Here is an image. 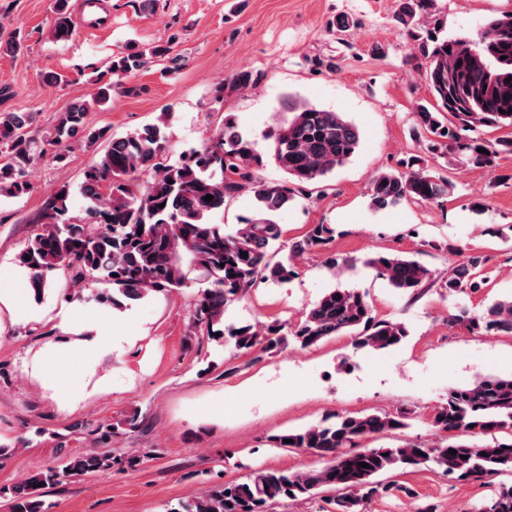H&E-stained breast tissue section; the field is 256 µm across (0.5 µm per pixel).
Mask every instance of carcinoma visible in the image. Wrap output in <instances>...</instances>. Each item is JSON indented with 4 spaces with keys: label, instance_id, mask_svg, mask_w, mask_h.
<instances>
[{
    "label": "carcinoma",
    "instance_id": "carcinoma-1",
    "mask_svg": "<svg viewBox=\"0 0 512 512\" xmlns=\"http://www.w3.org/2000/svg\"><path fill=\"white\" fill-rule=\"evenodd\" d=\"M432 2L397 0L394 13L432 95L414 109V135L425 136L431 155L451 151L464 164L491 167L500 155L512 154V12L489 18L475 40L449 39L440 36L436 26H417ZM55 13L53 39L66 41L74 34L66 0H56ZM170 51L167 45L147 51L126 46L107 66L108 82L98 102H107L112 89ZM285 105L292 118L266 135L271 158L286 175L281 183L255 175L263 156L230 118L208 143L174 162L167 159L168 138L159 124H146L112 140L84 172L79 187L86 200L82 215H70L74 189L64 183L44 203L40 224L16 257L30 275L34 298L41 299L59 272L71 288L108 285L96 300L115 309L154 292L199 285L190 315L195 335L210 340L219 333L241 354L278 353L290 345L306 349L341 334L351 335L358 349L398 346L408 336L405 324L376 318L357 288L328 289L295 324L225 323L228 307L242 301L256 283H286L296 275L295 258L328 248L335 228L314 224L290 239L288 253L280 255L283 230L276 217L306 186L347 163L360 144L359 129L341 113L293 95ZM86 112L87 104L75 102L43 133L33 129L30 112H0V195L28 194L32 186L26 168L48 150L61 163L77 134L90 142L104 137L105 130L86 128ZM488 128L506 134L488 139ZM480 148L487 153L478 152ZM400 166L371 181L373 208L409 200L438 203L454 189L449 179L431 174L421 156L403 159ZM246 183L256 200V217L229 229L214 223L212 217L224 210L226 199ZM207 195L213 199L204 200ZM485 262L480 255H469L455 263L444 281L448 293L482 288L487 283L480 276ZM365 265L396 292L411 297L431 279L430 270L418 261L393 253H378ZM449 322L512 335V298L494 302L478 317L460 307ZM410 419L407 411L325 417L277 438L279 448L319 453L322 466L295 472L259 468L244 482L214 485L193 503L169 512H269L281 499L307 500L320 489L335 493L329 500L334 512H364L366 503L391 490L379 477L429 461L453 481L512 476V376H486L448 390L432 421L442 434L436 443L362 446L367 439L409 427ZM481 436L492 442H473ZM452 449L456 454H450ZM361 462L369 467L359 466ZM111 463L113 458L96 452L69 455L60 465L14 486L10 512H46L43 487L92 475ZM476 512H512V484L502 485Z\"/></svg>",
    "mask_w": 512,
    "mask_h": 512
}]
</instances>
